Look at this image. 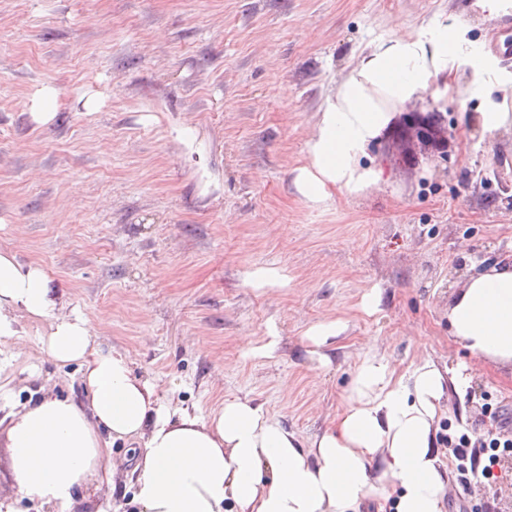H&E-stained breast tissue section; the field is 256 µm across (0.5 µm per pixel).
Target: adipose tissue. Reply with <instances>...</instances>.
Instances as JSON below:
<instances>
[{
	"label": "adipose tissue",
	"instance_id": "1",
	"mask_svg": "<svg viewBox=\"0 0 512 512\" xmlns=\"http://www.w3.org/2000/svg\"><path fill=\"white\" fill-rule=\"evenodd\" d=\"M465 25L439 23L382 39L364 51L326 99L306 143L295 186L309 202L359 196L381 178L363 165L368 145L395 112L460 65L481 77L489 132L512 131V107L494 102L512 81L475 44ZM63 294L45 270L0 248V340L22 335L21 319L44 327L42 351L78 364L86 402L46 395L14 416L6 434L19 493L60 512L84 508L90 486L111 480L110 440L140 445L134 498L142 512H446L448 466L438 439L450 392L470 377L421 357L399 368L369 344L350 367L331 425L303 441L249 398L208 416L162 403L127 353L103 350L104 320L61 314ZM448 330L472 360L512 369V260L471 273L448 302Z\"/></svg>",
	"mask_w": 512,
	"mask_h": 512
}]
</instances>
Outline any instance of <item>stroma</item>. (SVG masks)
I'll return each mask as SVG.
<instances>
[{
    "label": "stroma",
    "mask_w": 512,
    "mask_h": 512,
    "mask_svg": "<svg viewBox=\"0 0 512 512\" xmlns=\"http://www.w3.org/2000/svg\"><path fill=\"white\" fill-rule=\"evenodd\" d=\"M457 18L468 40L512 39V15L487 19L480 0H0V248L61 285L64 313L106 318L102 348L199 414L246 396L308 440L368 343L403 367L468 363L448 298L512 253V135L484 132L479 99L429 90L400 109L368 147L382 179L360 197L315 206L294 185L360 51ZM45 86L58 107L43 124ZM259 268L287 287L250 286ZM328 320L344 330L323 366L307 332ZM468 374L441 438L478 439L498 427L491 412L512 413L511 375ZM0 380V500L56 512L17 495L6 431L44 394L85 399L81 374L48 359L28 323L0 344ZM111 448L115 482L89 494L100 512H140L137 452ZM450 486L447 512H512L507 459ZM57 91L53 87L46 86L41 89L33 100V112L37 115V119L46 124L55 116L57 108Z\"/></svg>",
    "instance_id": "1"
}]
</instances>
